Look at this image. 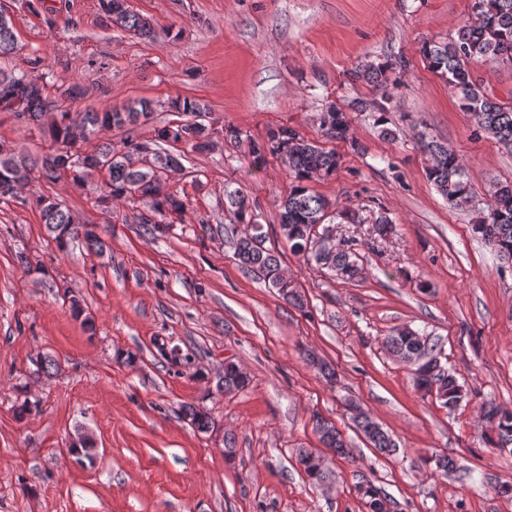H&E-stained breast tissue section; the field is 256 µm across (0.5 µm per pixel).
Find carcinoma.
Segmentation results:
<instances>
[{"instance_id":"cac0c4a2","label":"carcinoma","mask_w":512,"mask_h":512,"mask_svg":"<svg viewBox=\"0 0 512 512\" xmlns=\"http://www.w3.org/2000/svg\"><path fill=\"white\" fill-rule=\"evenodd\" d=\"M104 16L113 27L144 38L155 36L154 22L130 9L126 0H101ZM16 49L12 22L0 13V57L9 56ZM421 52L435 73L440 75L457 96L461 110L472 115L475 132L495 140L512 152V106H505L482 89L472 76L475 64L494 60H512V0H472L471 12L458 28L456 35L447 42H426ZM405 68L401 58L381 63H366L351 72L354 81L386 88L391 78ZM171 108L185 119L170 122L154 129L152 139L155 167H135L130 158L145 142L126 138L124 150L117 151L112 143L105 142L87 157L81 165H73L69 158L72 149L88 136L112 128H133L147 121L153 113L152 104L146 99L130 101L120 108L109 107L85 112L79 118L59 109L58 101L46 94V74L35 68L0 72V110L16 113L28 124L44 125L51 118L48 128L52 139L61 144L57 153L42 157L18 156L6 145H0V201L14 199V183L31 178L35 170L49 181L63 176L76 185L85 182L87 175L102 162L107 165L108 179L100 188V202L109 204L120 200L129 201L137 196L144 200L147 211L158 217L153 222L143 213L135 215L136 223L149 232L165 229V220L182 216L187 210L186 200L166 184L167 171L181 168L179 157L163 151V143H189L198 151L207 148L202 118L208 114L207 106L199 100L184 97L175 100ZM323 135L331 141H347L352 138L347 113L335 104L329 105L320 118ZM254 162H264L266 156L280 159L284 170L292 180L288 196L280 205V232L290 245L291 251L347 282H355L361 275V267L353 243L345 241L324 250L308 247L314 229L340 218L349 223L361 222L359 212L339 210L326 197L309 188L316 179L332 177L339 166L340 157L334 150H326L291 127L272 128L262 140H249ZM429 155L426 178L452 208L464 207L471 200V188L461 158L447 146L434 140L423 142ZM226 213L234 224H255L251 205L239 189L225 191ZM36 206L47 230L53 235L60 250L69 243L80 240L90 252L101 253L105 242L97 232V225L87 224L62 204L45 196L34 197ZM484 214L473 226L475 233L499 256L512 258V183H498L489 193ZM267 234L263 226L256 224L252 234L240 235L233 241L235 257L248 272H257L265 282L288 303L303 304L294 286L282 282L281 261L278 253L265 246ZM384 347L403 361L420 358L415 368L417 388L435 392L437 399L446 407L455 406L462 397L463 386L456 373L443 366L438 354L428 344V337L412 328L396 331L384 339ZM249 378L239 371L235 362L224 366V376L218 382L220 389H241ZM182 416L198 431L207 432L213 426L211 416L195 405L181 407ZM484 416L494 424L497 439L512 443V410H504L488 401L484 404ZM356 427L364 434L373 448L391 453L396 450L392 437L369 416L358 411L352 415ZM315 430L324 447L338 455L346 456L350 450L336 425L320 416L316 417ZM316 452L298 448L296 463L310 481L320 484L329 479V473L319 469L314 461ZM361 499L367 512H390L384 504L391 503L370 480L363 477L358 482Z\"/></svg>"}]
</instances>
